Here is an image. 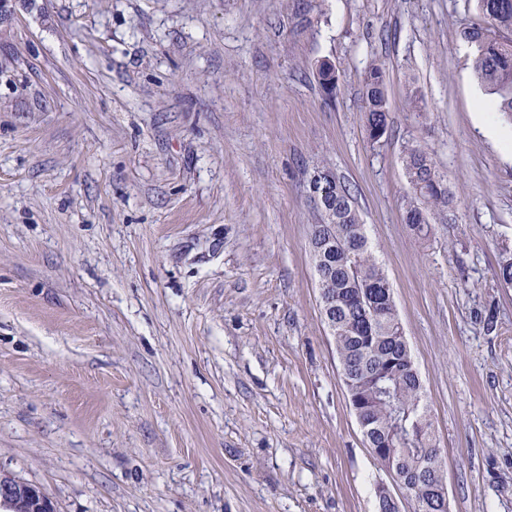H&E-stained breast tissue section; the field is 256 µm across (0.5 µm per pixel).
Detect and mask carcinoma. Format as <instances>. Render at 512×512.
Returning <instances> with one entry per match:
<instances>
[{"label": "carcinoma", "instance_id": "carcinoma-1", "mask_svg": "<svg viewBox=\"0 0 512 512\" xmlns=\"http://www.w3.org/2000/svg\"><path fill=\"white\" fill-rule=\"evenodd\" d=\"M480 21L462 29L461 38L475 49L472 68L485 91L496 97L495 110L512 123V0H474ZM321 88H338L334 66L318 65ZM365 132L379 140L388 129L385 71L375 62L364 75ZM409 193L404 223L421 239L432 236L430 218L448 216L453 196L448 180L430 153L413 141L404 147ZM328 168L315 172L314 184L325 191L328 209L323 223L310 226L309 244L316 273L333 280L335 297L330 309L331 334L348 386L363 402L368 423L364 437L380 448L381 466H396L409 491L421 502H431L446 484L441 449L432 432L418 373L407 369L411 355L398 319L388 278L375 257L365 225L352 201L349 187L332 181ZM497 279L512 283V247L500 251Z\"/></svg>", "mask_w": 512, "mask_h": 512}]
</instances>
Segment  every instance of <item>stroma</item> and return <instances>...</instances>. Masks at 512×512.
Instances as JSON below:
<instances>
[{
	"mask_svg": "<svg viewBox=\"0 0 512 512\" xmlns=\"http://www.w3.org/2000/svg\"><path fill=\"white\" fill-rule=\"evenodd\" d=\"M476 18L470 0H9L0 474L56 512H374L386 473L308 246L327 168L391 284L449 512H512V155L458 36ZM412 139L454 194L427 240L404 222ZM365 132L371 140L382 139L388 129L385 71L380 64L371 63L364 75Z\"/></svg>",
	"mask_w": 512,
	"mask_h": 512,
	"instance_id": "obj_1",
	"label": "stroma"
}]
</instances>
